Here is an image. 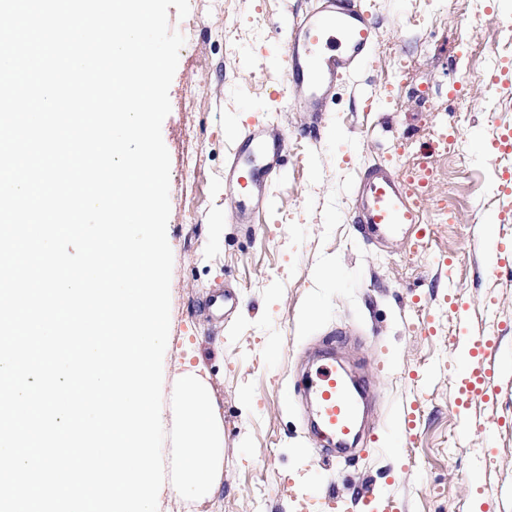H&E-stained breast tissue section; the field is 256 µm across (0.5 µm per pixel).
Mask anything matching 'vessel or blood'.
<instances>
[{
    "label": "vessel or blood",
    "instance_id": "1",
    "mask_svg": "<svg viewBox=\"0 0 512 512\" xmlns=\"http://www.w3.org/2000/svg\"><path fill=\"white\" fill-rule=\"evenodd\" d=\"M379 35L377 23L360 0H318L315 9L292 25L278 27L288 85L286 111H326L337 81L359 75ZM283 152V142L262 129L246 131L241 147L232 151L225 166V214L243 215L263 204L266 185L279 169ZM350 190L357 198L354 219L365 240L402 236L420 245L429 238V198L411 173L389 165L374 166ZM461 345L466 352L459 387L464 404L490 400L498 383L495 337L467 336ZM305 391L315 405L318 427L336 443L323 458L324 463H333L350 442L368 390L359 383L349 384L329 353L309 375Z\"/></svg>",
    "mask_w": 512,
    "mask_h": 512
}]
</instances>
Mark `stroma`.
I'll return each mask as SVG.
<instances>
[{
  "instance_id": "stroma-1",
  "label": "stroma",
  "mask_w": 512,
  "mask_h": 512,
  "mask_svg": "<svg viewBox=\"0 0 512 512\" xmlns=\"http://www.w3.org/2000/svg\"><path fill=\"white\" fill-rule=\"evenodd\" d=\"M361 3L380 30L362 73L367 95L338 85L330 111L317 116L284 111L274 33L315 0H197L193 37L179 54L162 124L174 258L163 387H172L184 342L199 343L224 418V480L208 502L212 512H298L336 485L345 497L339 512H365L369 492L396 495L401 512H498L512 500V376L494 400L461 413L452 354L456 336L491 334L500 340L497 359L512 367V261L489 271L473 235L486 216H499L501 175L512 171V155L490 146L495 131L512 128V83L488 79L512 0H493L492 12L467 22L453 0ZM467 43L479 49L469 65L459 58ZM252 123L285 141L287 163L251 223L232 224L224 165ZM444 130L469 155L467 169L437 147ZM379 164L428 165L431 200L457 222L435 224L418 249L365 241L348 186ZM441 257L447 270L436 265ZM226 291L233 301L214 308ZM452 294L469 309L466 326L448 305ZM322 347L369 379L381 414L377 441L330 468L314 460L326 441L311 425L309 400L296 396ZM437 363L441 371L420 381ZM412 395L422 412L408 443L396 411ZM467 414L481 430L463 434Z\"/></svg>"
}]
</instances>
